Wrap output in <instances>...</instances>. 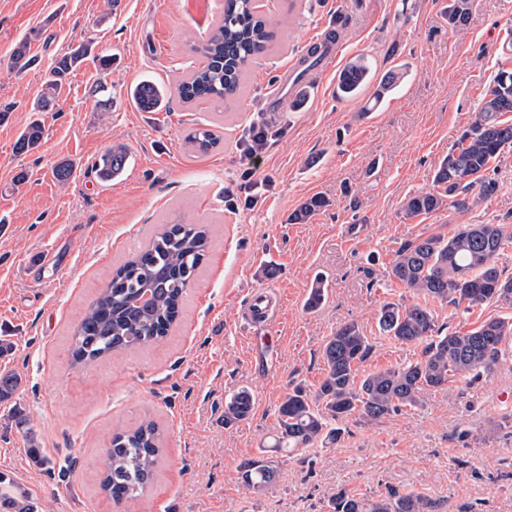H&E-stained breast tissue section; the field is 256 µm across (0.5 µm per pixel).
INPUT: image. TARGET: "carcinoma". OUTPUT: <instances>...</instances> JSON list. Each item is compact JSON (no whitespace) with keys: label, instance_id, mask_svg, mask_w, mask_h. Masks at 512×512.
<instances>
[{"label":"carcinoma","instance_id":"carcinoma-1","mask_svg":"<svg viewBox=\"0 0 512 512\" xmlns=\"http://www.w3.org/2000/svg\"><path fill=\"white\" fill-rule=\"evenodd\" d=\"M472 0H448V25L466 24ZM274 37L271 22L259 11L257 0H224V13L208 39L192 51L205 65L191 71L176 93L185 103L200 100H232L240 92L245 71L270 47ZM91 44H80L56 60L33 111L47 112L68 83L69 75L91 55ZM36 64L30 43H15L9 66L25 71ZM399 64L375 78L369 61L358 55L338 76L337 97L355 99L371 90L372 109L391 98L407 76ZM104 110L112 109V87L99 81L90 89ZM130 98L142 112H158L166 106V90L150 79L130 88ZM512 112V70H501L482 100L475 123L441 160L434 189L410 194L402 204V216L415 219L433 214L447 204L459 209L476 206L498 190L488 176L491 163L506 148H512V123L501 116ZM44 126L37 120L19 135L16 149H38ZM218 140L213 130L198 128L186 137L197 152L205 154ZM129 151L123 144L111 145L95 163L94 173L102 183L122 175ZM327 201L320 196L305 200L288 218L292 224L308 222ZM205 229L197 224H168L151 245L121 265L106 288L92 301L72 338V357L86 365L114 352L132 351L167 336L179 315L186 290L206 255ZM512 244V231L505 224H462L452 235H432L406 241L396 251L388 276L423 298L409 306L382 304L378 315L380 332L401 344L422 346L419 357L405 365L379 369L357 378L359 366L372 346L355 321L339 326L321 348L324 377L315 390L296 386L286 393L276 409L278 429L269 447L276 453L306 450L317 444H334L343 428L339 424L354 416L366 424L389 417L403 407L423 405L425 397L448 385L456 375L478 379L494 372L512 343V322L490 317L478 326L448 333L437 327L429 302L448 303L466 311L491 302L512 304V277H504L496 259ZM323 280L312 286L305 309H317L325 299ZM253 395L243 389L224 400V425L248 419ZM160 455V434L153 422L112 437L106 449V472L102 491L113 501L142 495L151 483ZM280 461L271 457L247 459L238 467L246 492L266 494L279 478ZM0 505L11 512H34L28 496L16 489L0 492ZM333 512H440L441 504L422 493L393 492L369 500L340 492Z\"/></svg>","mask_w":512,"mask_h":512}]
</instances>
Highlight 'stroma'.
I'll return each instance as SVG.
<instances>
[{"instance_id": "obj_1", "label": "stroma", "mask_w": 512, "mask_h": 512, "mask_svg": "<svg viewBox=\"0 0 512 512\" xmlns=\"http://www.w3.org/2000/svg\"><path fill=\"white\" fill-rule=\"evenodd\" d=\"M446 0H262L276 21L271 48L250 66L240 96L142 112L128 91L144 78L174 88L203 61L189 45L205 38L224 0H0V373L20 385L0 402V473L38 512H332L340 490L369 499L391 491L443 500L444 512H512V354L490 376L454 377L417 408L366 424L351 418L336 444L284 460L272 492L245 493L244 460L277 429L276 405L294 386L323 378L320 349L357 321L372 350L360 374L418 358L421 348L380 335L383 302L415 303L388 277L403 242L450 234L461 224L512 225V150L493 162L494 196L462 211L402 218L404 197L432 188L442 158L477 119L499 70L512 69V0H474L467 24L443 18ZM337 31V58L304 70L311 41ZM29 39L38 63L16 72L12 46ZM111 53L116 105L99 111L88 88L92 61L73 74L57 111L33 104L54 61L85 40ZM368 58L376 73L405 63L394 96L374 111L336 97L346 62ZM41 118V146L20 154L23 128ZM268 141L256 184L244 189L240 154L249 128ZM212 129L205 154L185 142ZM129 149L125 173L100 183L92 167L112 144ZM69 161L67 184L53 176ZM327 199L309 223L288 217L307 197ZM164 224H202L209 245L182 313L159 344L85 368L70 338L112 271ZM56 263L28 275L42 252ZM278 267L273 317L251 322L246 304ZM327 295L304 300L315 280ZM451 332L512 315L491 303L463 312L434 307ZM254 395L248 420L224 424V400ZM157 423L162 453L145 494L119 504L100 489L114 433ZM36 441L49 457L34 467Z\"/></svg>"}]
</instances>
